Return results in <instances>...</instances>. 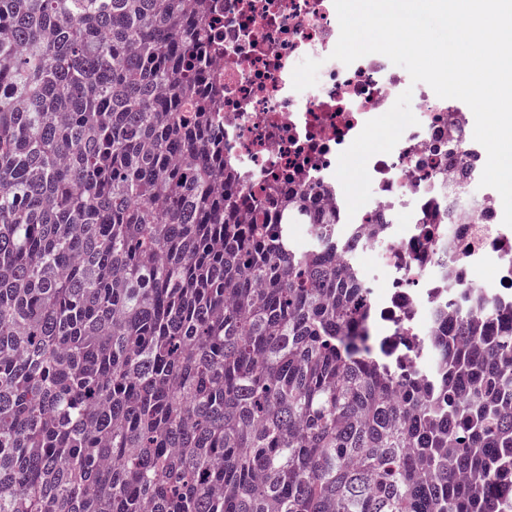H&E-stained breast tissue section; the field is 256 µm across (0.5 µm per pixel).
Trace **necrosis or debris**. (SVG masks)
Here are the masks:
<instances>
[{
    "label": "necrosis or debris",
    "instance_id": "1",
    "mask_svg": "<svg viewBox=\"0 0 512 512\" xmlns=\"http://www.w3.org/2000/svg\"><path fill=\"white\" fill-rule=\"evenodd\" d=\"M217 8L224 48L202 56L224 104L209 134L239 172L242 223L272 219L280 193L306 196L381 267L386 286L372 303L385 320H417L422 302L473 287L489 264L491 288H512V227L500 218L498 192L479 185L487 153L470 132L466 103L412 83L381 54L349 65L332 59L340 34L333 0H217ZM406 90L418 123L369 159L372 196L349 214L338 157ZM363 224L383 231L362 240Z\"/></svg>",
    "mask_w": 512,
    "mask_h": 512
}]
</instances>
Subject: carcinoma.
Returning a JSON list of instances; mask_svg holds the SVG:
<instances>
[{
    "instance_id": "1",
    "label": "carcinoma",
    "mask_w": 512,
    "mask_h": 512,
    "mask_svg": "<svg viewBox=\"0 0 512 512\" xmlns=\"http://www.w3.org/2000/svg\"><path fill=\"white\" fill-rule=\"evenodd\" d=\"M193 2L0 0V512H512V298L401 361L335 223L240 224Z\"/></svg>"
}]
</instances>
